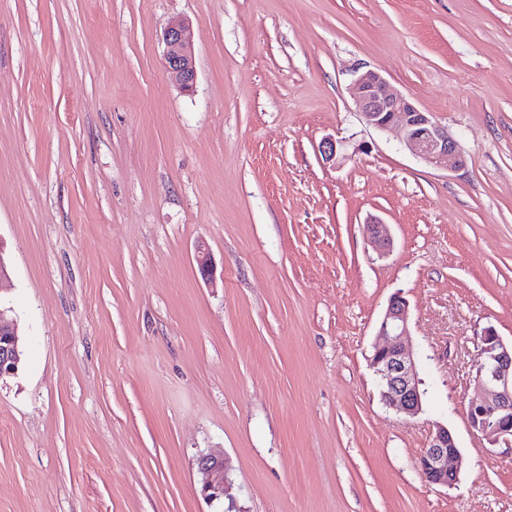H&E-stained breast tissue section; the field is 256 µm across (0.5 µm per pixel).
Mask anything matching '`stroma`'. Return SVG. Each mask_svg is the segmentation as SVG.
Here are the masks:
<instances>
[{
    "label": "stroma",
    "instance_id": "stroma-1",
    "mask_svg": "<svg viewBox=\"0 0 512 512\" xmlns=\"http://www.w3.org/2000/svg\"><path fill=\"white\" fill-rule=\"evenodd\" d=\"M182 19L189 92L162 63ZM369 70L462 168L362 121ZM327 137L352 154L323 161ZM0 256L25 348L0 512H512V446L464 413L482 329L512 340V0H0ZM397 294L414 418L370 367ZM439 423L451 488L418 469ZM366 232L370 243L379 251L380 254H385L390 251L392 241L389 235L387 224H384L377 218H372L366 224ZM201 475V493L209 502H220L226 491V468L224 457L212 453L201 454L197 460Z\"/></svg>",
    "mask_w": 512,
    "mask_h": 512
}]
</instances>
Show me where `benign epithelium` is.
Wrapping results in <instances>:
<instances>
[{"mask_svg":"<svg viewBox=\"0 0 512 512\" xmlns=\"http://www.w3.org/2000/svg\"><path fill=\"white\" fill-rule=\"evenodd\" d=\"M163 65L185 91L196 82V60L189 25L180 21L163 33ZM349 94L364 122L380 131H394L411 154L436 167H462L465 164L458 141L433 115L418 107L411 97L392 91L388 81L377 71H367L349 86ZM318 152L328 163L346 158L345 143L332 138L323 140ZM370 243L379 253L390 251L392 241L387 225L377 218L366 224ZM378 336L370 359L379 381L380 394L397 412L415 418L423 411L424 390L412 350L405 343L410 336L409 304L393 297L380 321ZM21 345L14 320L0 308V379L19 369ZM472 382L476 397L465 407L470 428L490 444L512 446V342H505L489 324L479 337L473 361ZM461 452L454 433L447 426L436 425L429 445L419 458L418 467L428 483L452 487L458 480ZM201 475V493L209 502L224 499L226 468L224 457L202 454L197 460Z\"/></svg>","mask_w":512,"mask_h":512,"instance_id":"1","label":"benign epithelium"}]
</instances>
